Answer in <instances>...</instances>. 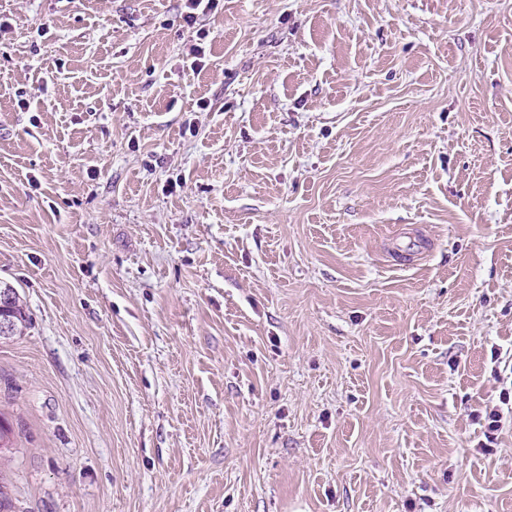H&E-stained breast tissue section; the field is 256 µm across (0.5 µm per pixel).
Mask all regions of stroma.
<instances>
[{"instance_id": "obj_1", "label": "stroma", "mask_w": 512, "mask_h": 512, "mask_svg": "<svg viewBox=\"0 0 512 512\" xmlns=\"http://www.w3.org/2000/svg\"><path fill=\"white\" fill-rule=\"evenodd\" d=\"M184 13L0 0L19 512H512V0Z\"/></svg>"}]
</instances>
